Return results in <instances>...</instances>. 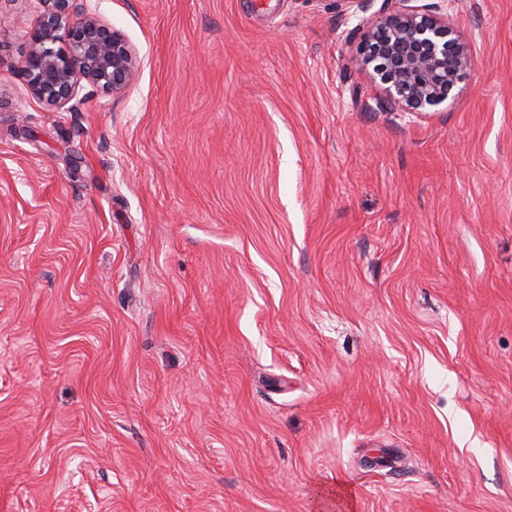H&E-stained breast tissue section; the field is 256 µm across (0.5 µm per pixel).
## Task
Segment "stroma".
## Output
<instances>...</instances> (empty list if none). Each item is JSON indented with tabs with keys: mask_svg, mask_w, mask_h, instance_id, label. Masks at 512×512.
<instances>
[{
	"mask_svg": "<svg viewBox=\"0 0 512 512\" xmlns=\"http://www.w3.org/2000/svg\"><path fill=\"white\" fill-rule=\"evenodd\" d=\"M76 111L0 29V512H512V0L379 106L342 0H86ZM77 1L40 0L43 11L22 67L28 93L58 108L76 98L82 80L118 94L138 75L135 54L121 34Z\"/></svg>",
	"mask_w": 512,
	"mask_h": 512,
	"instance_id": "1",
	"label": "stroma"
}]
</instances>
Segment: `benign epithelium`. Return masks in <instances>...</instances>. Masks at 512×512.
<instances>
[{
  "instance_id": "obj_1",
  "label": "benign epithelium",
  "mask_w": 512,
  "mask_h": 512,
  "mask_svg": "<svg viewBox=\"0 0 512 512\" xmlns=\"http://www.w3.org/2000/svg\"><path fill=\"white\" fill-rule=\"evenodd\" d=\"M76 0H40L43 11L22 67L28 93L74 110L81 81L118 94L138 75L134 52L120 33ZM363 35L355 59L385 95L382 105L414 117L448 101L472 68L471 42L442 5L370 12L374 0H342Z\"/></svg>"
}]
</instances>
